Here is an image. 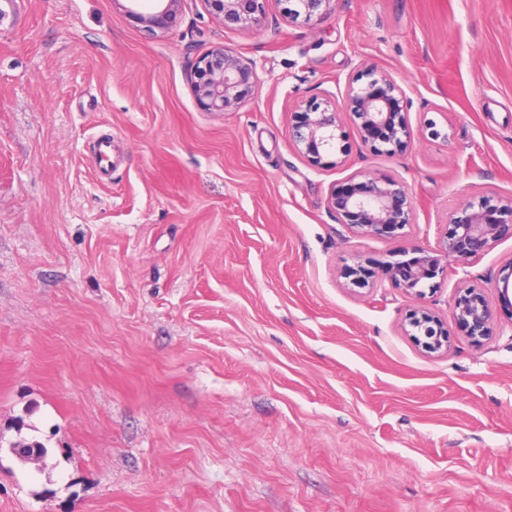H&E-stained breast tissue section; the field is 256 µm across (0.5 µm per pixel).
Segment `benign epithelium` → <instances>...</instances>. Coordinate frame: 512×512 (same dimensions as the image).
Wrapping results in <instances>:
<instances>
[{
	"label": "benign epithelium",
	"mask_w": 512,
	"mask_h": 512,
	"mask_svg": "<svg viewBox=\"0 0 512 512\" xmlns=\"http://www.w3.org/2000/svg\"><path fill=\"white\" fill-rule=\"evenodd\" d=\"M182 0H155L153 10L136 13L150 31H166L176 21ZM269 0H205L224 27L256 26L266 14ZM335 0H287L286 15L310 20L330 10ZM194 95L209 112H227L250 98L257 86L254 66L222 49L201 56L191 75ZM334 93L314 97L299 106L288 128L289 142L316 168L343 163L330 157L345 153L341 141L340 111H345L361 142L374 153L395 155L410 137L409 100L389 74L365 65L348 78L343 109L332 102ZM328 212L354 237L399 239L415 223L416 212L406 183L400 176L353 173L344 184L333 185L325 197ZM512 240V197L468 201L448 211V231L435 246L412 244L385 263L382 275L417 301L427 297L448 276V268L463 266ZM503 307L512 306V260L503 265L493 284ZM453 319L479 344L493 335L495 312L480 288L462 285L453 307ZM402 331L424 352H448V324L420 308L409 310Z\"/></svg>",
	"instance_id": "benign-epithelium-1"
}]
</instances>
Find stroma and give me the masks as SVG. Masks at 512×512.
<instances>
[{"label": "stroma", "instance_id": "obj_1", "mask_svg": "<svg viewBox=\"0 0 512 512\" xmlns=\"http://www.w3.org/2000/svg\"><path fill=\"white\" fill-rule=\"evenodd\" d=\"M283 8L227 29L183 0L162 33L127 0H0V512H512V315L480 346L450 321L512 240L425 299L452 335L429 356L380 276L401 241L325 208L402 174L432 247L450 208L512 196V0ZM218 46L259 77L224 114L190 84ZM363 61L405 89L411 143L312 167L293 112ZM284 2L288 5L285 7V13L288 17L303 15L310 20L313 17L322 16L330 10L333 2H338V0H285Z\"/></svg>", "mask_w": 512, "mask_h": 512}]
</instances>
